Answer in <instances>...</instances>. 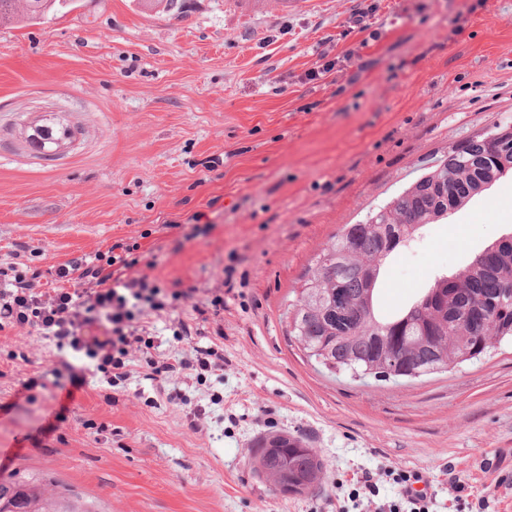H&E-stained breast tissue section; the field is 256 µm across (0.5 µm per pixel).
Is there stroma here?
Masks as SVG:
<instances>
[{
  "label": "stroma",
  "instance_id": "1",
  "mask_svg": "<svg viewBox=\"0 0 512 512\" xmlns=\"http://www.w3.org/2000/svg\"><path fill=\"white\" fill-rule=\"evenodd\" d=\"M49 122L73 137L45 156L28 136ZM499 124L512 125V0H184L176 14L82 0L0 26V266L135 242L131 276L224 298L216 318L188 301L149 318L162 357L224 353L221 375L170 378L184 405L136 374L91 378L54 419V345L1 331L0 477L84 512H336V482L362 470L449 464L512 512L511 342L448 372L355 380L310 361L288 316L333 235ZM511 234L507 172L392 253L380 314ZM184 323L196 335L176 341ZM273 433L317 453L318 487L283 494L254 470Z\"/></svg>",
  "mask_w": 512,
  "mask_h": 512
}]
</instances>
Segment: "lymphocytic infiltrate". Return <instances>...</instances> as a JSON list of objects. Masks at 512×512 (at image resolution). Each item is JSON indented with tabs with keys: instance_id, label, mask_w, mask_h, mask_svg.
<instances>
[{
	"instance_id": "obj_1",
	"label": "lymphocytic infiltrate",
	"mask_w": 512,
	"mask_h": 512,
	"mask_svg": "<svg viewBox=\"0 0 512 512\" xmlns=\"http://www.w3.org/2000/svg\"><path fill=\"white\" fill-rule=\"evenodd\" d=\"M138 249L135 243L121 245L102 265L87 257L72 259L56 269L53 287L43 283L41 271L16 263L0 267V331L28 326L52 340L62 355L55 374L75 389L90 375L120 385L129 379L134 359L148 379H169L186 362L158 359L154 341L144 335L145 321L190 299L194 290L169 291L144 278L125 277V270L139 262ZM88 278L97 284L94 291L75 288V281ZM383 474L394 489L392 500L375 504L379 487L369 471L358 478L352 499L375 512H434V498L414 488L423 479L420 472L388 467Z\"/></svg>"
}]
</instances>
